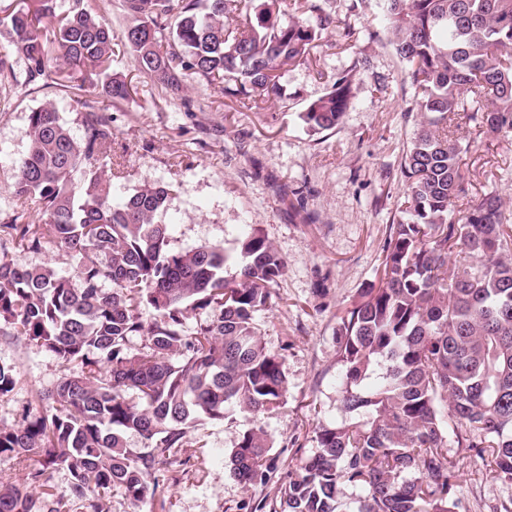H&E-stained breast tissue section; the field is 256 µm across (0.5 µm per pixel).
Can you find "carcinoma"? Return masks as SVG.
<instances>
[{
	"instance_id": "cac0c4a2",
	"label": "carcinoma",
	"mask_w": 512,
	"mask_h": 512,
	"mask_svg": "<svg viewBox=\"0 0 512 512\" xmlns=\"http://www.w3.org/2000/svg\"><path fill=\"white\" fill-rule=\"evenodd\" d=\"M56 2L25 0L6 16L24 80L50 76L58 51L101 101L82 115L79 137L55 104L29 112L14 192L37 216L0 224V233L23 251L58 243L76 270L65 276L0 257V325L70 374L44 393L45 413L0 428V458L36 460L27 473L35 483L49 467L67 468L84 512H103L102 495L114 487L141 501L158 456L182 447L198 419L222 420L231 407L256 417L287 393L282 359L253 326L285 268L262 231L251 229L238 259L221 244L174 252L159 220L167 186L112 198L121 171L101 167L112 158L108 111L132 91L110 72L112 56L131 52L138 70L173 94L195 79L259 110L280 93L284 66L304 62L335 19L324 0H295L310 13L305 21L284 19L281 0H120L131 25L116 43L84 0L60 18ZM383 8L382 31L422 117L401 164L406 193L378 282L337 315L346 417L318 428L315 450L300 456L270 512H338L346 487L347 512H457L450 446L512 482V219L495 190L471 199L461 171L471 148L464 129L512 137V0H383ZM382 31L362 32L376 40ZM360 66L298 113L308 129L340 128ZM142 306L155 311L148 326ZM190 310L207 317L188 333ZM134 336L146 338L138 353L128 352ZM16 383L15 368L0 365V395ZM128 432L145 448L126 447ZM270 450L262 429L247 431L230 456L233 475L266 480ZM62 508L0 479V512Z\"/></svg>"
}]
</instances>
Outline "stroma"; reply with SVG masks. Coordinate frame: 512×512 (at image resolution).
I'll list each match as a JSON object with an SVG mask.
<instances>
[{
  "mask_svg": "<svg viewBox=\"0 0 512 512\" xmlns=\"http://www.w3.org/2000/svg\"><path fill=\"white\" fill-rule=\"evenodd\" d=\"M335 27L323 31L314 66L286 67L281 93L248 110L225 101L219 90L197 83L171 94L155 87L131 56L112 60L111 70L135 90L109 110L112 157L122 176L114 195L147 184L170 187L169 248L183 251L204 243L237 254L251 227L262 229L285 261L271 289L269 308L258 312L255 330L266 351L280 356L288 391L282 406L252 416L227 412L220 421L202 418L187 431L182 447L158 465L141 502L121 490L103 498L105 512H243L244 505L272 504L296 468L300 454L315 448L319 425L343 415L336 358L339 311L376 279L391 224L398 218L405 184L400 162L419 117L404 66L386 41L359 38L344 45L342 27H382L379 0H327ZM367 65L339 130L310 132L297 112L321 97L336 74L356 59ZM53 102L73 131L96 105L95 92L39 79L18 85L0 75V222L20 210L13 190L15 163L28 149L29 112ZM502 138L480 135L461 160L471 197L499 190L512 213V152ZM32 267L71 272L63 247L16 252L0 240V254ZM0 364L15 367L14 390L0 397V426H15L22 413L41 414V395L68 369L52 354L15 331L0 333ZM262 428L272 445L273 469L265 482L246 485L230 471L229 457L243 434ZM459 512H502L512 503V483L494 478L482 459L457 448ZM33 496L51 488L66 512H83L71 492L67 469L47 470V486L29 482L15 461L0 458V476Z\"/></svg>",
  "mask_w": 512,
  "mask_h": 512,
  "instance_id": "stroma-1",
  "label": "stroma"
}]
</instances>
